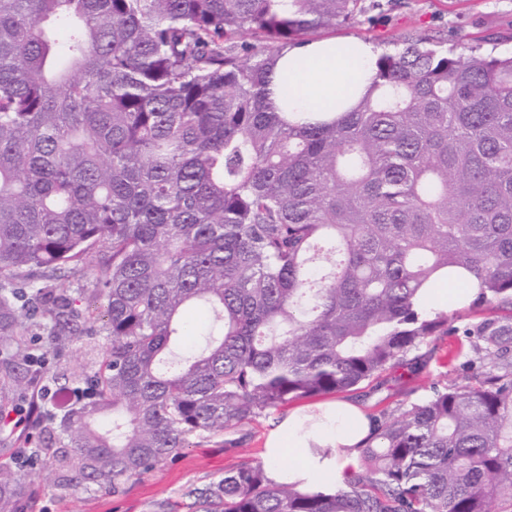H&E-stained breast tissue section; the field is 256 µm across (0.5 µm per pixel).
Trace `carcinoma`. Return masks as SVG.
Segmentation results:
<instances>
[{
    "mask_svg": "<svg viewBox=\"0 0 512 512\" xmlns=\"http://www.w3.org/2000/svg\"><path fill=\"white\" fill-rule=\"evenodd\" d=\"M363 0H0V436L36 378L26 462L57 489L122 492L312 397L349 392L448 335L434 290L505 309L463 331L481 371L371 420L333 494L262 461L186 492L191 512H512V54L405 37L345 112H282V51ZM85 269V307L52 288ZM218 336L174 357L182 312ZM50 344L83 351L48 376ZM34 490L0 461V512Z\"/></svg>",
    "mask_w": 512,
    "mask_h": 512,
    "instance_id": "obj_1",
    "label": "carcinoma"
}]
</instances>
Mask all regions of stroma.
<instances>
[{"instance_id":"stroma-1","label":"stroma","mask_w":512,"mask_h":512,"mask_svg":"<svg viewBox=\"0 0 512 512\" xmlns=\"http://www.w3.org/2000/svg\"><path fill=\"white\" fill-rule=\"evenodd\" d=\"M364 4L369 21L320 30L315 39L334 37L378 47L404 37L428 36L463 53L474 47L485 53L512 52V0H364ZM495 315V310L486 308H450L447 337L421 348L426 364L419 376L387 373L359 385L348 393V400L366 415L377 416L396 409L401 401L419 400L433 382L472 383L474 373L463 359L451 360L445 353L456 345L464 328ZM277 421V416H263L239 431L225 433L224 445L179 449L164 468L142 475L116 496L97 488H47L32 468L26 469L25 480L40 489L38 512H150L160 502L173 505L176 512H188L186 490L218 480L242 462L262 459L265 437Z\"/></svg>"}]
</instances>
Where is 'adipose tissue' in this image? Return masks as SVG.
<instances>
[{"mask_svg": "<svg viewBox=\"0 0 512 512\" xmlns=\"http://www.w3.org/2000/svg\"><path fill=\"white\" fill-rule=\"evenodd\" d=\"M341 41L326 39L287 48L278 58L276 80L287 81L288 98L299 112H332L355 85H366L379 51L357 46L342 56ZM370 432L363 410L346 401H326L288 411L266 436L267 477L309 492L331 493L359 466L360 448Z\"/></svg>", "mask_w": 512, "mask_h": 512, "instance_id": "1", "label": "adipose tissue"}]
</instances>
